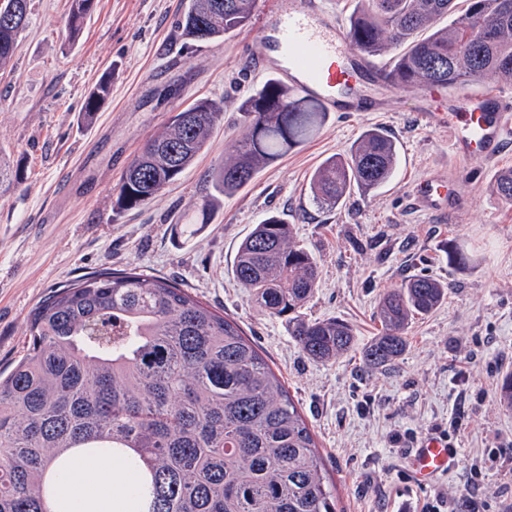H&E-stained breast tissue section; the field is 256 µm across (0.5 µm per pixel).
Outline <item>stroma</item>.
Returning <instances> with one entry per match:
<instances>
[{
  "label": "stroma",
  "mask_w": 512,
  "mask_h": 512,
  "mask_svg": "<svg viewBox=\"0 0 512 512\" xmlns=\"http://www.w3.org/2000/svg\"><path fill=\"white\" fill-rule=\"evenodd\" d=\"M187 8L188 0H96L73 40L71 0H29L28 24L0 70V156L24 169L18 189L0 198V367L23 355L29 314L56 287L136 266L237 321L313 430L340 512H395L398 493L423 500L439 490L456 494V512H512V463L486 471L478 488L466 485L474 460L512 448V411L497 401L512 375V203L492 190L496 175L512 169V150L486 162L452 157L447 131L415 117L432 89L399 88L392 111L328 114L312 139L223 199L211 223H186L246 130L242 99L265 81L243 65L250 33L192 40L176 24ZM107 73L109 100L84 114ZM201 98L224 105L204 151L147 204L113 212V189L133 157L173 112ZM373 126L399 144L393 181L317 207L312 171ZM437 172L458 183L454 212L411 203L412 181ZM270 214L292 225L319 265L303 317L347 322L353 352L313 362L287 317L250 302L233 259ZM452 242L467 266L449 265ZM415 274L447 283V298L409 324L396 365L365 369L358 350L379 334L381 295ZM429 435L446 437L456 454L447 474L419 488L408 461Z\"/></svg>",
  "instance_id": "stroma-1"
}]
</instances>
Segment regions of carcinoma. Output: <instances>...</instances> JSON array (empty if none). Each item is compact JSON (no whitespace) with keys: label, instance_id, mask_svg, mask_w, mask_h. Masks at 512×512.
Segmentation results:
<instances>
[{"label":"carcinoma","instance_id":"cac0c4a2","mask_svg":"<svg viewBox=\"0 0 512 512\" xmlns=\"http://www.w3.org/2000/svg\"><path fill=\"white\" fill-rule=\"evenodd\" d=\"M0 16V67L28 24V0ZM95 0H72L75 38ZM504 0H358L351 46L380 57L396 52L399 88L444 87L487 78L512 83V8ZM256 0H191L182 27L211 40L245 31ZM101 79L84 112L109 94ZM248 124L210 175L198 207L210 223L217 203L265 166L305 143L327 112L275 79L246 98ZM223 118L200 99L172 114L113 189L118 212L146 204L189 168ZM399 164L397 141L363 131L344 155L323 161L309 182L313 201L336 207L355 191L387 185ZM21 184L20 165L0 158V192ZM512 201V169L494 183ZM233 272L252 303L270 315L298 311L318 282L313 255L272 215L238 246ZM447 285L415 275L383 294V333L363 351L380 368L406 349L404 330L436 309ZM25 353L0 372V512H71L54 498L53 468L76 453L117 458L134 477L124 512H336L313 432L280 378L232 319L160 277L103 269L52 291L28 317ZM293 336L315 362L348 352L352 328L338 319L299 320Z\"/></svg>","mask_w":512,"mask_h":512}]
</instances>
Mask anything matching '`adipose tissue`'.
<instances>
[{
	"label": "adipose tissue",
	"mask_w": 512,
	"mask_h": 512,
	"mask_svg": "<svg viewBox=\"0 0 512 512\" xmlns=\"http://www.w3.org/2000/svg\"><path fill=\"white\" fill-rule=\"evenodd\" d=\"M62 486L73 512H121L122 495L132 481L121 461L80 457L64 473Z\"/></svg>",
	"instance_id": "ef3b65f1"
}]
</instances>
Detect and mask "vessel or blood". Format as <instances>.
I'll return each mask as SVG.
<instances>
[{
	"label": "vessel or blood",
	"instance_id": "obj_1",
	"mask_svg": "<svg viewBox=\"0 0 512 512\" xmlns=\"http://www.w3.org/2000/svg\"><path fill=\"white\" fill-rule=\"evenodd\" d=\"M247 57L256 74L276 76L297 93L321 101L327 111L386 112L393 106L388 69L352 48L344 22L326 0H297L293 8L267 14ZM418 117L448 130L451 149L461 159L489 161L512 143V95L505 92L461 90ZM412 198L428 212L460 205L456 181L440 175L417 181ZM454 456L447 443L429 439L414 449L410 467L420 484L429 485L447 472Z\"/></svg>",
	"mask_w": 512,
	"mask_h": 512
}]
</instances>
